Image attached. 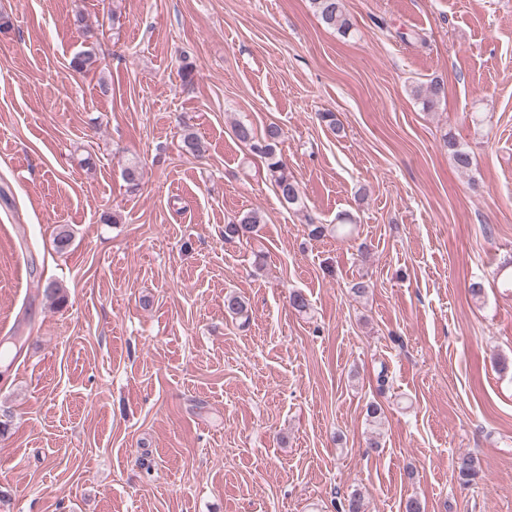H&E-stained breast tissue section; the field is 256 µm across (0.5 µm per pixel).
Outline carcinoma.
<instances>
[{"label": "carcinoma", "mask_w": 512, "mask_h": 512, "mask_svg": "<svg viewBox=\"0 0 512 512\" xmlns=\"http://www.w3.org/2000/svg\"><path fill=\"white\" fill-rule=\"evenodd\" d=\"M313 7L320 20L328 27H333L346 34L351 31L352 23L345 11L344 0H312ZM413 96L420 100L423 108L432 111L445 99L443 82L432 80L425 85L412 89ZM236 138L248 146L250 152L263 159L268 177L273 181L281 203L289 208L300 206L302 203V190L299 182L288 173L287 165L283 160L279 145L282 143V128L271 123L263 132L256 133L254 129L239 122L234 127ZM448 154L454 165L467 170L472 165L470 152L460 145L453 137L446 138ZM262 222V216L255 210L243 213L236 222L224 226V239L248 241L253 237L256 225ZM224 310L232 317H242L247 312L244 299L236 294L229 293L224 297ZM454 469L459 479L470 484L479 477L477 458L470 452L457 456Z\"/></svg>", "instance_id": "1"}]
</instances>
